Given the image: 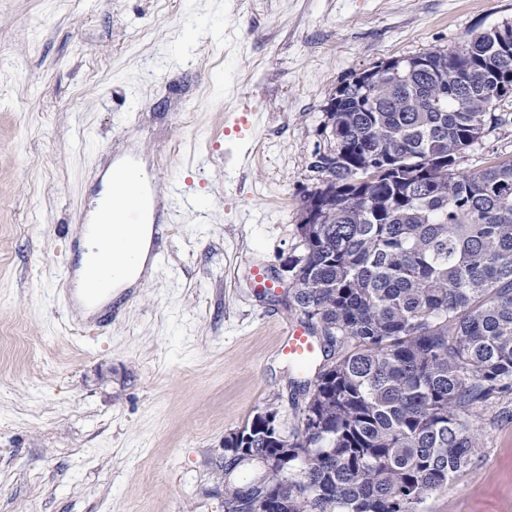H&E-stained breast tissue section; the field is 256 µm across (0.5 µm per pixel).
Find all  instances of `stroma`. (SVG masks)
I'll return each instance as SVG.
<instances>
[{
  "label": "stroma",
  "instance_id": "35a3bbf8",
  "mask_svg": "<svg viewBox=\"0 0 512 512\" xmlns=\"http://www.w3.org/2000/svg\"><path fill=\"white\" fill-rule=\"evenodd\" d=\"M504 23L512 0H0V512H224L225 437L296 424L277 348L325 106ZM495 115L462 169L512 156V96ZM121 157L179 189L164 261L83 309L60 275ZM470 422L425 512H512V399Z\"/></svg>",
  "mask_w": 512,
  "mask_h": 512
}]
</instances>
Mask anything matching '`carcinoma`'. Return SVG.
Masks as SVG:
<instances>
[{"instance_id":"1","label":"carcinoma","mask_w":512,"mask_h":512,"mask_svg":"<svg viewBox=\"0 0 512 512\" xmlns=\"http://www.w3.org/2000/svg\"><path fill=\"white\" fill-rule=\"evenodd\" d=\"M397 65L330 99L327 217L298 225L288 289L321 358L291 433L224 438V512H424L478 451L465 415L512 395V157L460 169L512 87V25ZM273 448L280 472L230 480Z\"/></svg>"}]
</instances>
